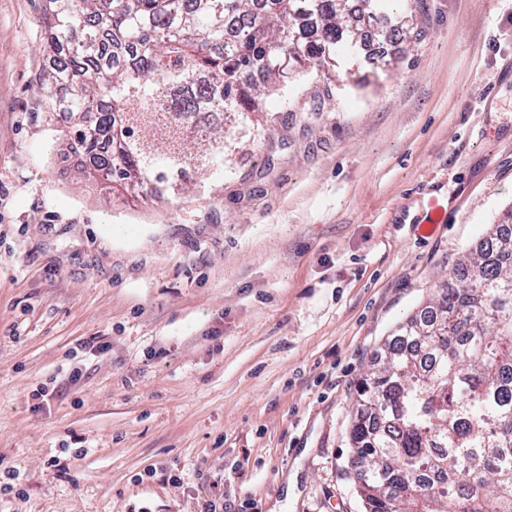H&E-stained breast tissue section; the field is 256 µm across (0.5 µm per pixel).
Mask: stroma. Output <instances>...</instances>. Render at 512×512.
Here are the masks:
<instances>
[{
    "label": "stroma",
    "mask_w": 512,
    "mask_h": 512,
    "mask_svg": "<svg viewBox=\"0 0 512 512\" xmlns=\"http://www.w3.org/2000/svg\"><path fill=\"white\" fill-rule=\"evenodd\" d=\"M46 3L0 0V512H362L368 365L512 205V0H415L414 41L344 53L360 86L263 98L160 198L70 148Z\"/></svg>",
    "instance_id": "obj_1"
}]
</instances>
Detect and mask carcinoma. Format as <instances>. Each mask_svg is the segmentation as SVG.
Here are the masks:
<instances>
[{
  "mask_svg": "<svg viewBox=\"0 0 512 512\" xmlns=\"http://www.w3.org/2000/svg\"><path fill=\"white\" fill-rule=\"evenodd\" d=\"M48 0L39 88L112 181L162 197L224 171V119L316 72L336 79L359 17L382 38L397 0ZM260 71L264 80L250 82ZM362 512H512V208L400 322L358 391Z\"/></svg>",
  "mask_w": 512,
  "mask_h": 512,
  "instance_id": "cac0c4a2",
  "label": "carcinoma"
}]
</instances>
